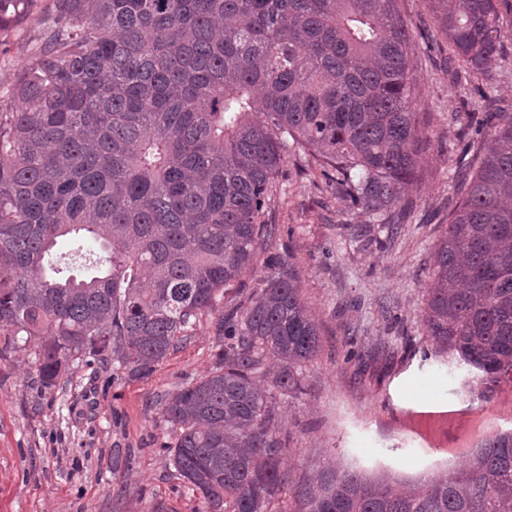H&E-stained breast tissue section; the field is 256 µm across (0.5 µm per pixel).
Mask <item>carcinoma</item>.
<instances>
[{"mask_svg": "<svg viewBox=\"0 0 512 512\" xmlns=\"http://www.w3.org/2000/svg\"><path fill=\"white\" fill-rule=\"evenodd\" d=\"M456 73L483 74L506 30L500 0H432ZM36 0H0V34ZM410 32L398 0H52L40 38L0 85V330L42 339L53 385L70 358L151 370L219 313L215 369L165 396L180 477L210 512H266L288 485L272 401L301 390L319 326L294 266L264 263L247 304L218 300L274 225L272 184L292 149L325 183L389 220L418 176ZM464 133L426 298L438 350L512 382V108ZM76 236L105 252L84 279L50 264ZM295 512H512V429L467 466L405 489L324 468Z\"/></svg>", "mask_w": 512, "mask_h": 512, "instance_id": "cac0c4a2", "label": "carcinoma"}]
</instances>
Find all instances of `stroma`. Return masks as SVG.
Here are the masks:
<instances>
[{
    "label": "stroma",
    "instance_id": "1",
    "mask_svg": "<svg viewBox=\"0 0 512 512\" xmlns=\"http://www.w3.org/2000/svg\"><path fill=\"white\" fill-rule=\"evenodd\" d=\"M398 7L411 33L421 151L396 236L295 152L265 215L279 232L264 255L289 257L321 338L301 392H280L268 376L259 381L275 402L283 467L294 485L326 465L415 484L512 428V384L485 387L436 349L422 318L436 245L455 203L459 139L485 116L481 91L512 103V37L477 85L457 84L429 0ZM41 17L34 8L0 38V83L27 61ZM100 255L68 238L53 260L82 278L95 273ZM223 343L216 316L205 315L149 373L87 354L48 387L38 372L40 340L0 334V512H209L170 463L175 434L160 400L213 371Z\"/></svg>",
    "mask_w": 512,
    "mask_h": 512
}]
</instances>
